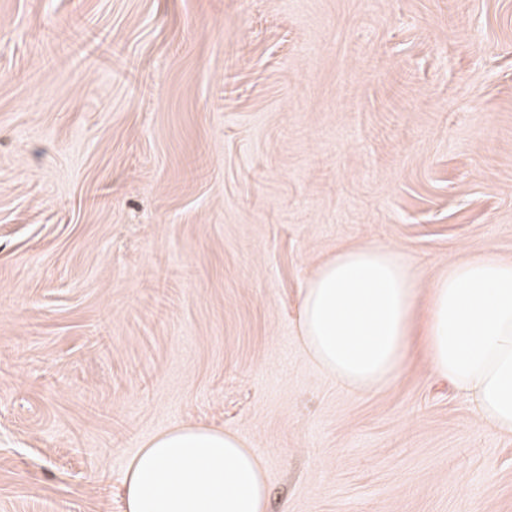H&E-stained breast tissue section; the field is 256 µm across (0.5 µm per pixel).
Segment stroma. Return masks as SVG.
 I'll use <instances>...</instances> for the list:
<instances>
[{"mask_svg":"<svg viewBox=\"0 0 512 512\" xmlns=\"http://www.w3.org/2000/svg\"><path fill=\"white\" fill-rule=\"evenodd\" d=\"M362 241L512 258V0H0V512H125L178 425L265 512H512V434L421 347L368 393L303 349Z\"/></svg>","mask_w":512,"mask_h":512,"instance_id":"stroma-1","label":"stroma"}]
</instances>
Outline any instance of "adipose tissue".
Instances as JSON below:
<instances>
[{"mask_svg":"<svg viewBox=\"0 0 512 512\" xmlns=\"http://www.w3.org/2000/svg\"><path fill=\"white\" fill-rule=\"evenodd\" d=\"M295 332L324 372L379 389L420 341L430 371L468 400L479 424L512 434V260L486 246L426 278L389 246L343 247L308 279ZM126 512H265L254 451L232 433L181 425L128 460Z\"/></svg>","mask_w":512,"mask_h":512,"instance_id":"obj_1","label":"adipose tissue"}]
</instances>
